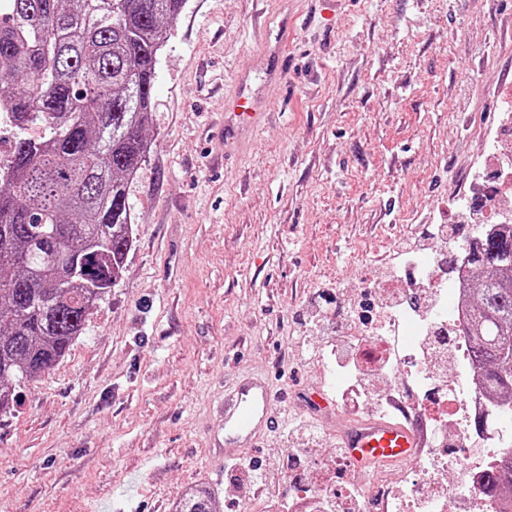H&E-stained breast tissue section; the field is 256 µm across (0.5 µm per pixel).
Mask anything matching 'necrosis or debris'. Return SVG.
Segmentation results:
<instances>
[{"label":"necrosis or debris","instance_id":"necrosis-or-debris-1","mask_svg":"<svg viewBox=\"0 0 512 512\" xmlns=\"http://www.w3.org/2000/svg\"><path fill=\"white\" fill-rule=\"evenodd\" d=\"M507 182L506 176L479 172L457 204L462 211L481 206L483 226L474 228L466 242L450 225L430 226V245L405 253L404 271L396 276L395 287L373 290L370 310L343 315L348 336L364 340V347L354 352L339 346L330 352L337 388L353 383L360 374L369 378L364 408L387 406L386 387L404 382L415 413H429L446 399L456 406L452 423H438L440 441L428 458L392 470L355 475L346 455L336 452L332 469L343 474L340 482L326 475L316 482L307 480L320 441L319 436H310L307 447L290 454L284 483L306 512L329 504L336 512H390L386 495L403 481L409 484L413 512H433L438 506L444 512H512V496L488 488L484 480L512 451V409L486 396L472 370L463 334L469 320V243L501 231L497 207ZM406 328L425 338V348H413L396 366H383L388 341L399 338ZM478 434L486 444L485 454L477 464L465 463L457 450Z\"/></svg>","mask_w":512,"mask_h":512}]
</instances>
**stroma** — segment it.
I'll list each match as a JSON object with an SVG mask.
<instances>
[{
  "label": "stroma",
  "mask_w": 512,
  "mask_h": 512,
  "mask_svg": "<svg viewBox=\"0 0 512 512\" xmlns=\"http://www.w3.org/2000/svg\"><path fill=\"white\" fill-rule=\"evenodd\" d=\"M263 0H186L159 54L152 150L127 186L134 242L67 356L0 413V512H170L196 484L223 512L253 494L206 454L244 367L269 373L281 422L245 456L285 466L308 429L329 463L341 419L321 356L336 310L389 280L393 241L454 221L512 89V0H298L271 14L275 78L249 69ZM246 81L270 112L224 151Z\"/></svg>",
  "instance_id": "1"
}]
</instances>
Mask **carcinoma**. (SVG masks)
<instances>
[{"mask_svg":"<svg viewBox=\"0 0 512 512\" xmlns=\"http://www.w3.org/2000/svg\"><path fill=\"white\" fill-rule=\"evenodd\" d=\"M185 0H11L0 16V411L56 366L133 244L127 185L152 147L158 56ZM472 366L512 401V231L472 251ZM512 488V457L487 474ZM172 512H220L198 486Z\"/></svg>","mask_w":512,"mask_h":512,"instance_id":"obj_1","label":"carcinoma"}]
</instances>
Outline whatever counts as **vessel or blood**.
Returning <instances> with one entry per match:
<instances>
[{"mask_svg":"<svg viewBox=\"0 0 512 512\" xmlns=\"http://www.w3.org/2000/svg\"><path fill=\"white\" fill-rule=\"evenodd\" d=\"M224 131L236 136L257 131L265 114L261 102L245 89H237L227 103ZM224 413V438L220 456L236 457L254 446L261 434L278 419L274 410L271 382L263 374L244 371L224 391L220 403ZM344 448L358 469L376 464H409L425 446L423 430L399 422L376 420L350 426L342 435Z\"/></svg>","mask_w":512,"mask_h":512,"instance_id":"obj_1","label":"vessel or blood"}]
</instances>
